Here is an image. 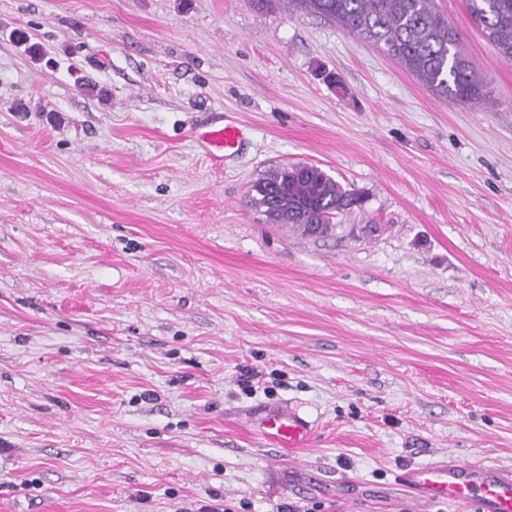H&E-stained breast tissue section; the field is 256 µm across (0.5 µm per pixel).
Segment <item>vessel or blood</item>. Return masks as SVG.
<instances>
[{
  "label": "vessel or blood",
  "instance_id": "obj_1",
  "mask_svg": "<svg viewBox=\"0 0 512 512\" xmlns=\"http://www.w3.org/2000/svg\"><path fill=\"white\" fill-rule=\"evenodd\" d=\"M213 159L236 148L241 140L233 124L211 127L202 132ZM264 440L280 448H298L308 441L309 424L295 411L267 414L259 424ZM401 482L421 500L472 503L479 512H512V472L488 464L435 462L404 469Z\"/></svg>",
  "mask_w": 512,
  "mask_h": 512
}]
</instances>
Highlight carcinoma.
Wrapping results in <instances>:
<instances>
[{
  "label": "carcinoma",
  "mask_w": 512,
  "mask_h": 512,
  "mask_svg": "<svg viewBox=\"0 0 512 512\" xmlns=\"http://www.w3.org/2000/svg\"><path fill=\"white\" fill-rule=\"evenodd\" d=\"M283 2L288 8L323 17L383 47L429 92L460 106L487 100L474 63L459 49L460 34L438 14L433 0H251L257 7ZM471 18L499 57L512 61V0H467ZM251 205L270 224H290L307 237H323L337 215L362 205L315 164L290 163L258 181ZM317 222L319 231L307 224Z\"/></svg>",
  "instance_id": "cac0c4a2"
}]
</instances>
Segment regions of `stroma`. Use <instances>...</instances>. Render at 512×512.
<instances>
[{"label":"stroma","instance_id":"1","mask_svg":"<svg viewBox=\"0 0 512 512\" xmlns=\"http://www.w3.org/2000/svg\"><path fill=\"white\" fill-rule=\"evenodd\" d=\"M435 6L485 103L278 4L0 0V512H477L398 480L512 470V62ZM296 162L362 209L266 223ZM211 150L213 159L219 160L224 153L236 148L241 140L239 127L233 124L210 127L200 134ZM310 430V425L292 410L269 413L259 424L263 439L279 448H300L308 441Z\"/></svg>","mask_w":512,"mask_h":512}]
</instances>
